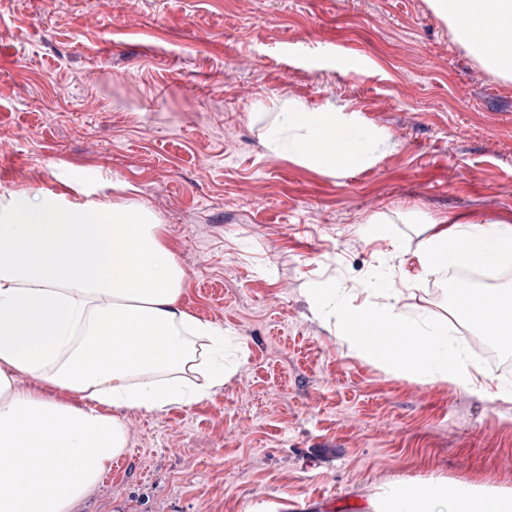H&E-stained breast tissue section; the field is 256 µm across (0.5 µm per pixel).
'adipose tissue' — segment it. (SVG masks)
Returning <instances> with one entry per match:
<instances>
[{
	"label": "adipose tissue",
	"mask_w": 512,
	"mask_h": 512,
	"mask_svg": "<svg viewBox=\"0 0 512 512\" xmlns=\"http://www.w3.org/2000/svg\"><path fill=\"white\" fill-rule=\"evenodd\" d=\"M434 15L487 71L512 80V56L479 42L493 28L512 43V0H428ZM264 145L277 156L338 176L372 166L385 135L361 131L357 116L333 105L310 107L285 97L261 100ZM115 201L69 200L66 193L18 189L0 197V512H73L127 447L120 412L186 407L234 375L224 361L228 335L182 304L185 273L160 218L132 200V185L114 180ZM430 235L415 255L422 276L448 268L512 262V225L443 220L415 212ZM318 314L359 356L388 355L391 371L437 378L512 400V388H490L467 361L448 327L401 304L394 289L377 301H339L312 291ZM453 319L488 336L512 335V289L471 290L447 300ZM382 327L388 350L369 344L359 327ZM145 335L149 353L121 345ZM426 336L415 345V336ZM39 382L23 391L17 375ZM72 396L56 399V392ZM363 512H512V495L465 482L429 478L381 487Z\"/></svg>",
	"instance_id": "obj_1"
}]
</instances>
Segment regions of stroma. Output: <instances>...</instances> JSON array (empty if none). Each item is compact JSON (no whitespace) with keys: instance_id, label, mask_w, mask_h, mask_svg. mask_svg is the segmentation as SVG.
<instances>
[{"instance_id":"obj_1","label":"stroma","mask_w":512,"mask_h":512,"mask_svg":"<svg viewBox=\"0 0 512 512\" xmlns=\"http://www.w3.org/2000/svg\"><path fill=\"white\" fill-rule=\"evenodd\" d=\"M356 113L389 146L332 176L270 154L261 99ZM135 186L182 302L240 361L199 403L122 416L127 451L74 512H361L395 480L512 490V402L343 346L310 289H396L446 317L414 255L450 221L512 224V81L427 0H0V196ZM382 214L386 223H372Z\"/></svg>"}]
</instances>
